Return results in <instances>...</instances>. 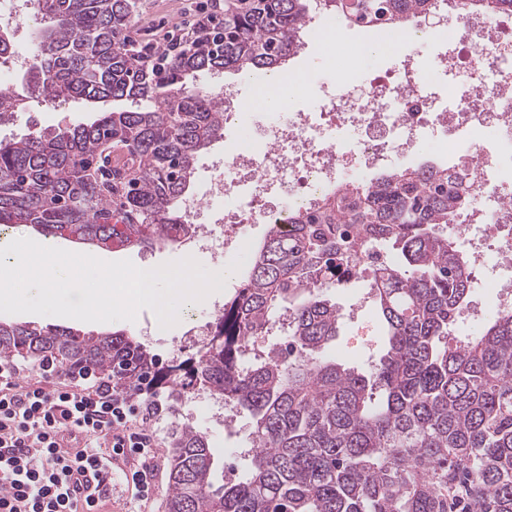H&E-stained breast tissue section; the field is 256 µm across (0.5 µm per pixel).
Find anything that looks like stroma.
Here are the masks:
<instances>
[{"label": "stroma", "instance_id": "stroma-1", "mask_svg": "<svg viewBox=\"0 0 512 512\" xmlns=\"http://www.w3.org/2000/svg\"><path fill=\"white\" fill-rule=\"evenodd\" d=\"M304 49L288 58V69L310 73L312 79L321 85L334 80L329 69L319 64L324 55V46L312 33H304ZM13 96L26 99L27 104L14 117L0 125V140L20 137L31 131H52L71 124L85 123L96 118L104 110H129L133 104L127 100H108L105 102L80 101L67 102L50 106L30 99L26 83L22 76H15L10 88ZM191 257L205 268L214 269L215 264L209 254L197 251L192 243L175 247L156 248L153 250L128 249L112 253V260H131L137 265L158 266L170 261ZM246 276L245 271H238L227 280L223 291L211 294L199 303L191 312L183 313L179 322L168 329H158L156 315L148 309L141 310L135 321H113L106 323L78 322L57 316H41L23 313L19 319L42 327H70L82 333L122 332L135 337L145 344L152 354L165 363L172 358L182 360L194 357L197 349L187 332L192 320L207 321L213 317L217 307L223 306ZM366 283H358L352 288L333 290L331 297L342 314L340 328L336 339L323 352L325 358L335 359L360 370H367L376 362L385 349L383 326L373 300L367 299ZM186 423L209 436L216 449L223 467L224 480L239 478L246 466L241 454L243 448L250 445L251 417L248 412L238 411L235 429H225L223 422L216 420L204 409V401L195 393L183 394L178 403L176 414H163L156 422L161 443L157 450V487L153 498L145 508H138L135 503L125 498L114 501L113 512H165L164 492L168 483V437L173 425Z\"/></svg>", "mask_w": 512, "mask_h": 512}]
</instances>
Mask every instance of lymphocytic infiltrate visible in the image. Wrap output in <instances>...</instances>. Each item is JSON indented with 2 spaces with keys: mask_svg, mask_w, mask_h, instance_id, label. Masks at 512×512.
Returning a JSON list of instances; mask_svg holds the SVG:
<instances>
[{
  "mask_svg": "<svg viewBox=\"0 0 512 512\" xmlns=\"http://www.w3.org/2000/svg\"><path fill=\"white\" fill-rule=\"evenodd\" d=\"M161 410L142 386L76 375L39 362L35 375L0 361V512H106L121 457L124 491L148 502L156 489ZM90 471L84 499L72 498V468Z\"/></svg>",
  "mask_w": 512,
  "mask_h": 512,
  "instance_id": "obj_1",
  "label": "lymphocytic infiltrate"
}]
</instances>
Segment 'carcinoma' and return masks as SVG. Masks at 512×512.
Masks as SVG:
<instances>
[{
  "instance_id": "1",
  "label": "carcinoma",
  "mask_w": 512,
  "mask_h": 512,
  "mask_svg": "<svg viewBox=\"0 0 512 512\" xmlns=\"http://www.w3.org/2000/svg\"><path fill=\"white\" fill-rule=\"evenodd\" d=\"M442 0H320L368 28L400 27ZM460 20L512 13V0H452ZM38 53L25 73L34 98L132 99L48 135L0 140V227L21 224L92 248L174 244L195 234L183 205L200 155L224 138V97L190 80L229 70L275 71L298 52L308 0H224V19L152 64L125 48L137 0H32ZM470 185L423 164L382 171L271 229L247 277L224 302L197 358L161 370L119 332L80 334L0 320V359L52 358L63 370L169 389V413L199 387L252 419L245 474L215 484L206 433L176 425L166 512H512V312L479 335L449 336L470 295V269L448 229L472 206ZM397 251L371 270L387 348L367 373L318 354L340 314L327 293L365 272L355 238ZM286 325V353L250 367L252 340Z\"/></svg>"
}]
</instances>
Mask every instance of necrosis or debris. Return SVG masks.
<instances>
[{
    "instance_id": "necrosis-or-debris-1",
    "label": "necrosis or debris",
    "mask_w": 512,
    "mask_h": 512,
    "mask_svg": "<svg viewBox=\"0 0 512 512\" xmlns=\"http://www.w3.org/2000/svg\"><path fill=\"white\" fill-rule=\"evenodd\" d=\"M429 57L406 55L400 68L357 74L345 48L328 41L334 83L304 91L287 112H268L258 88L249 108L267 114L261 135L214 158L218 172L186 210L196 245L215 262L235 251L238 225L277 224L288 212L313 207L345 182L397 167L427 145L447 157L449 174H466L475 203L454 229L492 297L465 306L475 324L486 311L512 310V15H473L448 23L431 38ZM496 139H486V130Z\"/></svg>"
}]
</instances>
